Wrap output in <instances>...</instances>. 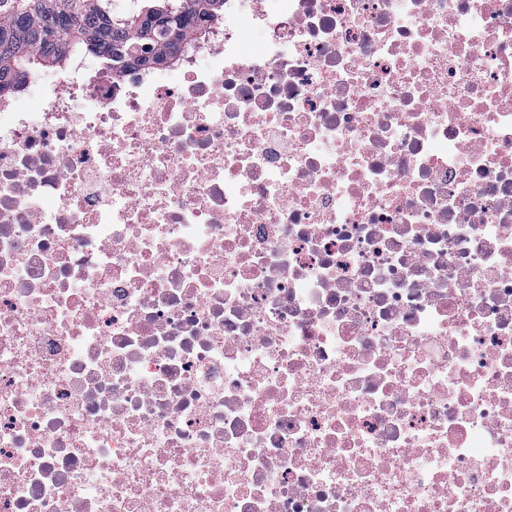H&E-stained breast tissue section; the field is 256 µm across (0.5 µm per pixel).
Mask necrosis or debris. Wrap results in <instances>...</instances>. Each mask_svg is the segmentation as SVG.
<instances>
[{
  "instance_id": "1",
  "label": "necrosis or debris",
  "mask_w": 512,
  "mask_h": 512,
  "mask_svg": "<svg viewBox=\"0 0 512 512\" xmlns=\"http://www.w3.org/2000/svg\"><path fill=\"white\" fill-rule=\"evenodd\" d=\"M224 8L0 100V512H512V0Z\"/></svg>"
}]
</instances>
